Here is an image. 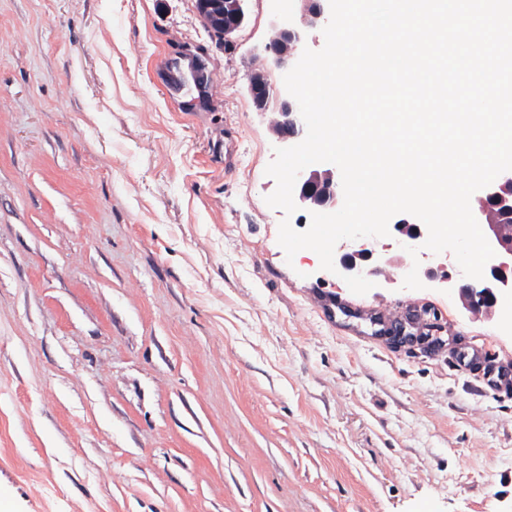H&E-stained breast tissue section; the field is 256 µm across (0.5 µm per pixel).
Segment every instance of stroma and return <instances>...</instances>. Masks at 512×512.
<instances>
[{"label":"stroma","mask_w":512,"mask_h":512,"mask_svg":"<svg viewBox=\"0 0 512 512\" xmlns=\"http://www.w3.org/2000/svg\"><path fill=\"white\" fill-rule=\"evenodd\" d=\"M195 0H0V494L10 512H512V321L287 259L277 141ZM204 48L206 107L164 80ZM439 345L375 317L423 309ZM416 317L417 320L423 321L422 325L429 330L430 328L434 327L432 323L424 322L421 314H417ZM410 323L417 325L416 333H405V326L403 323L396 322L394 325H391V327L387 329L386 334L388 335V338L392 341V343L396 345L411 343L428 346L432 341V336H429L428 333H425V328L422 325H419L417 322L410 321Z\"/></svg>","instance_id":"1"}]
</instances>
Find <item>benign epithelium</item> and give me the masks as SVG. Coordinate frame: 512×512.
<instances>
[{
	"mask_svg": "<svg viewBox=\"0 0 512 512\" xmlns=\"http://www.w3.org/2000/svg\"><path fill=\"white\" fill-rule=\"evenodd\" d=\"M249 0H196L197 11L208 31L221 36V42L230 45L233 37L244 28L248 19ZM299 18L284 22L277 18L270 21L272 38L264 46V67L248 76L247 92L255 111L263 114L274 108L277 121L273 135L288 146L304 134L305 123L295 99L286 89L274 90L269 73L276 69L286 72L299 59V50L310 33L320 31L330 18L329 0H297ZM210 60L206 52L191 45H183L168 62L166 83L175 94L187 97L188 108L204 107L209 101L211 84ZM294 200L307 212L331 213L343 203L341 176L325 163H314L299 174ZM475 219L495 251V257L485 266L484 277L460 286L452 280L444 266L428 267L426 280L437 288L459 287L466 308L475 316L491 317L498 298L512 295V236L505 225L512 222V171L499 175L489 186L476 191L471 203ZM390 233L410 247H417L427 237L425 225L407 213L395 215L389 224ZM334 258V265L343 275L362 274L383 277L386 267L399 263L396 257L378 253L373 244L357 247L344 244ZM431 323L417 326V332H405V326L396 322L386 334L392 343L429 345L432 337L425 329Z\"/></svg>",
	"mask_w": 512,
	"mask_h": 512,
	"instance_id": "7a95c632",
	"label": "benign epithelium"
}]
</instances>
